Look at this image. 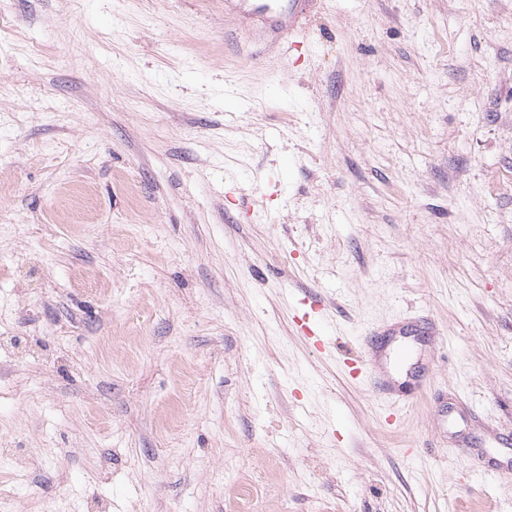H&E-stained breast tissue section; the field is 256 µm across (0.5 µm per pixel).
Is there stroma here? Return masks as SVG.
Here are the masks:
<instances>
[{
  "label": "stroma",
  "instance_id": "35a3bbf8",
  "mask_svg": "<svg viewBox=\"0 0 512 512\" xmlns=\"http://www.w3.org/2000/svg\"><path fill=\"white\" fill-rule=\"evenodd\" d=\"M0 0V512H512V0ZM327 308L328 352L292 321ZM439 327L399 427L345 373ZM442 398L468 403L449 447ZM308 0H225L224 11L253 18L261 23L266 43L281 46L290 37L306 29L310 20Z\"/></svg>",
  "mask_w": 512,
  "mask_h": 512
}]
</instances>
